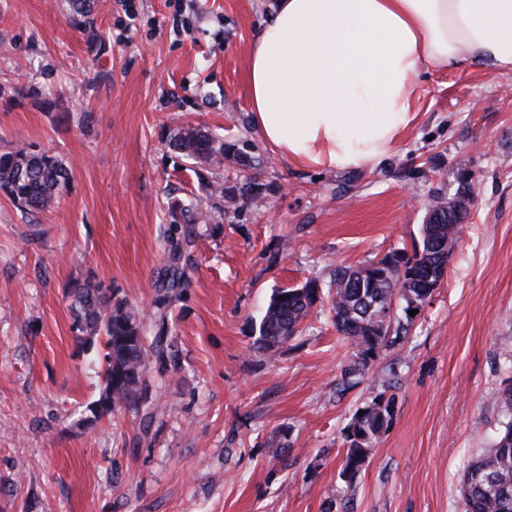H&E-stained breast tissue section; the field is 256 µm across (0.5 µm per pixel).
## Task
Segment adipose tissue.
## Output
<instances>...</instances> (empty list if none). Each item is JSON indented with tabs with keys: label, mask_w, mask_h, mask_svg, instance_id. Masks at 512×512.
I'll return each mask as SVG.
<instances>
[{
	"label": "adipose tissue",
	"mask_w": 512,
	"mask_h": 512,
	"mask_svg": "<svg viewBox=\"0 0 512 512\" xmlns=\"http://www.w3.org/2000/svg\"><path fill=\"white\" fill-rule=\"evenodd\" d=\"M512 73V0H278L248 62L252 119L288 159L378 163L421 69Z\"/></svg>",
	"instance_id": "obj_1"
}]
</instances>
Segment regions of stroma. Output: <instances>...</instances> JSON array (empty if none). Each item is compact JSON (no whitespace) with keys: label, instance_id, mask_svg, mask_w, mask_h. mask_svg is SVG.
<instances>
[{"label":"stroma","instance_id":"stroma-1","mask_svg":"<svg viewBox=\"0 0 512 512\" xmlns=\"http://www.w3.org/2000/svg\"><path fill=\"white\" fill-rule=\"evenodd\" d=\"M275 3L94 0V46L70 0H0V150L22 139L72 174L33 221L0 194V512H325L345 490L344 429L382 391L392 416L353 512H463L512 379V74L423 69L380 163H295L251 115L249 53ZM189 125L224 141V196L165 145ZM463 180L471 212L440 288L413 318L396 310L406 339L353 387L336 388L352 349L327 303L288 347L256 351L275 290L412 252L431 199ZM175 204L211 215L167 309L180 369L153 421L93 417L103 344L78 340L67 290L95 277L151 324Z\"/></svg>","mask_w":512,"mask_h":512}]
</instances>
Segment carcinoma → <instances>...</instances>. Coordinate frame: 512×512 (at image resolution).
Wrapping results in <instances>:
<instances>
[{"label": "carcinoma", "instance_id": "carcinoma-1", "mask_svg": "<svg viewBox=\"0 0 512 512\" xmlns=\"http://www.w3.org/2000/svg\"><path fill=\"white\" fill-rule=\"evenodd\" d=\"M73 22L87 33L92 43L101 41L94 26L92 0H71ZM168 147L194 161L199 170L224 162V140L193 126L181 127L168 141ZM71 181V174L55 155L33 145H20L0 151V193L31 216L50 210ZM172 224L179 221L199 224L208 215L200 209L188 215L185 210L170 213ZM466 217L443 207L436 212L435 223L424 222L412 256L397 253L407 265L411 277L400 280L397 270L383 267L384 261L360 267H343L327 289L315 282L297 288H281L272 293L261 317L256 349L271 357L296 339L300 325L321 299L331 306L336 332L354 349L351 361L341 372L340 385L362 374L379 356L382 348L403 340L404 325L396 329L385 324L381 313L395 301L405 303L404 311L419 309L432 297L430 283L439 279L442 264L436 247L453 252ZM192 233L176 240L164 278L157 282V308L164 310L174 293L186 286L187 268L180 265L192 246ZM74 328L84 341L105 338L103 354V392L92 408L94 416L112 413L115 405L135 411L154 405L157 386L146 377L150 362L158 365L157 374L165 378L179 369L172 349L167 317L161 313L151 330H146L128 304L113 297L112 290L94 279L75 283L70 289ZM393 397L378 393L353 414L345 427L339 477L346 490H354L358 474L370 458L380 435L387 428ZM499 405L506 421L502 422L493 446L476 457L464 475L461 494L463 512H512V381L501 391Z\"/></svg>", "mask_w": 512, "mask_h": 512}]
</instances>
